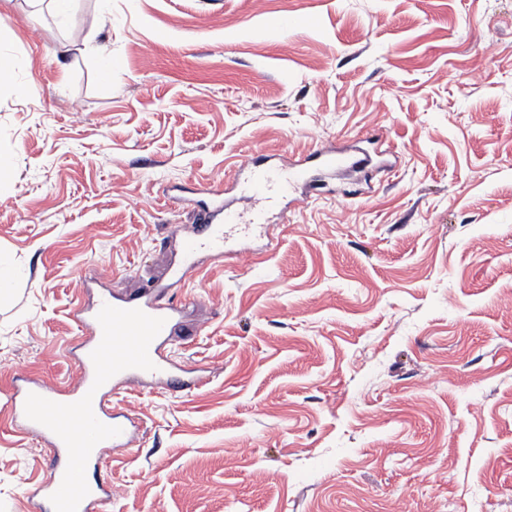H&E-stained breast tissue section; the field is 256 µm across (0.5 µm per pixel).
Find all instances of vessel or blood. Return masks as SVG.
<instances>
[{"mask_svg": "<svg viewBox=\"0 0 512 512\" xmlns=\"http://www.w3.org/2000/svg\"><path fill=\"white\" fill-rule=\"evenodd\" d=\"M310 165H292L280 173L249 159L252 190L278 186L281 193L311 185V164L346 170L374 165L358 146L325 148L310 156ZM197 222L179 242L180 263L172 269L173 284L185 282L200 264L201 254L224 257V246L240 230L242 216L223 202L195 204ZM181 310L161 304L154 292L127 296L120 289L101 292L93 306L76 305L73 318L80 330L74 345L80 383L60 390L40 380L20 376L13 381L11 420L18 433L45 437L50 472L30 490L48 512H99L112 498L104 481H87L81 471L99 466L107 451L131 446L139 420L125 406L110 405L112 396L134 383L162 380L179 392L207 382L203 369L177 374L167 346L177 333Z\"/></svg>", "mask_w": 512, "mask_h": 512, "instance_id": "vessel-or-blood-1", "label": "vessel or blood"}]
</instances>
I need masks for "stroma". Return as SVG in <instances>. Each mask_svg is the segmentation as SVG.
<instances>
[{
  "label": "stroma",
  "instance_id": "stroma-1",
  "mask_svg": "<svg viewBox=\"0 0 512 512\" xmlns=\"http://www.w3.org/2000/svg\"><path fill=\"white\" fill-rule=\"evenodd\" d=\"M0 512L48 474L11 382L76 385L70 310L152 289L199 189L317 169L192 281L101 512H512V0H0ZM309 159L321 167L346 170L362 169L377 164L372 154L358 146L317 149Z\"/></svg>",
  "mask_w": 512,
  "mask_h": 512
}]
</instances>
